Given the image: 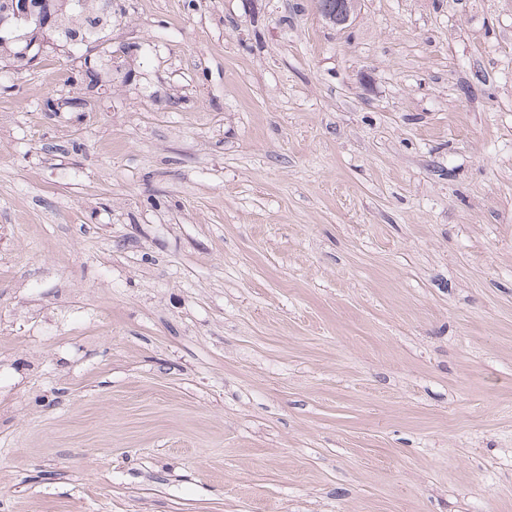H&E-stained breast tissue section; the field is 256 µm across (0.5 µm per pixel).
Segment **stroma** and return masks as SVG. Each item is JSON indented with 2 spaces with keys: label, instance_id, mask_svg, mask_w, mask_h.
I'll use <instances>...</instances> for the list:
<instances>
[{
  "label": "stroma",
  "instance_id": "35a3bbf8",
  "mask_svg": "<svg viewBox=\"0 0 512 512\" xmlns=\"http://www.w3.org/2000/svg\"><path fill=\"white\" fill-rule=\"evenodd\" d=\"M0 60V512H512V0H112ZM89 8L85 11L84 15H78L64 23V31L61 41H67L68 37L73 39L75 36H79V41L97 42L103 37L100 34L108 27L111 22V16L108 11H104L102 8H97L98 0H89ZM72 25V26H70ZM70 44V45H83Z\"/></svg>",
  "mask_w": 512,
  "mask_h": 512
}]
</instances>
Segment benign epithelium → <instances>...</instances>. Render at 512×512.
Listing matches in <instances>:
<instances>
[{
	"mask_svg": "<svg viewBox=\"0 0 512 512\" xmlns=\"http://www.w3.org/2000/svg\"><path fill=\"white\" fill-rule=\"evenodd\" d=\"M84 9V0H0V45L23 40L20 54L27 58L33 48H43L59 31L66 12Z\"/></svg>",
	"mask_w": 512,
	"mask_h": 512,
	"instance_id": "1",
	"label": "benign epithelium"
}]
</instances>
